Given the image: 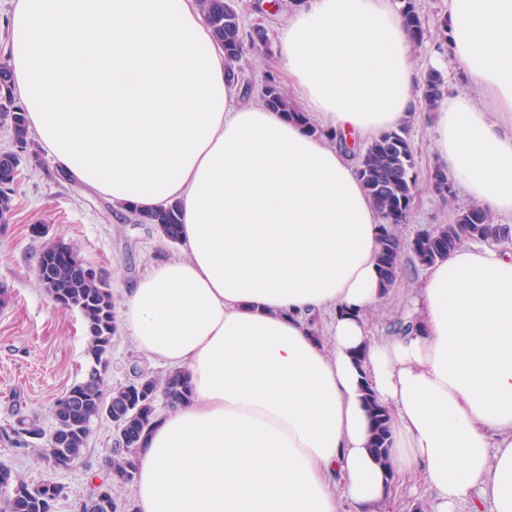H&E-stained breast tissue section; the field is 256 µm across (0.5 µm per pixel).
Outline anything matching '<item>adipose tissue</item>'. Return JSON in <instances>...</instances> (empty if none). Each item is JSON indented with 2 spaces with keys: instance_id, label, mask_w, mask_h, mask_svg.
<instances>
[{
  "instance_id": "1",
  "label": "adipose tissue",
  "mask_w": 512,
  "mask_h": 512,
  "mask_svg": "<svg viewBox=\"0 0 512 512\" xmlns=\"http://www.w3.org/2000/svg\"><path fill=\"white\" fill-rule=\"evenodd\" d=\"M475 94L433 114L437 159L512 218V0H447ZM9 69L36 141L117 207L182 206L184 257L123 290L135 346L188 401L138 450L136 512H383L419 474L433 512H512V252L428 267L407 332L371 336L381 220L347 144L417 110L396 0H302L275 60L306 122L245 102L196 0H14ZM324 136L312 134V127ZM392 412L391 471L367 399Z\"/></svg>"
}]
</instances>
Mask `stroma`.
<instances>
[{
    "instance_id": "obj_1",
    "label": "stroma",
    "mask_w": 512,
    "mask_h": 512,
    "mask_svg": "<svg viewBox=\"0 0 512 512\" xmlns=\"http://www.w3.org/2000/svg\"><path fill=\"white\" fill-rule=\"evenodd\" d=\"M419 4L432 36L416 51L417 68L423 74L432 69L444 74L448 91H471V79L453 62L448 40L438 34L447 0H419ZM430 126L431 114L423 109L407 125L416 155L417 183L407 221L396 227L404 239L452 223L456 213L469 205L460 193L442 201L433 188L431 175L439 162ZM57 239L72 247L86 265L108 272L116 305L128 283L156 262L184 254L181 244L159 237L151 225L135 223L133 216L106 197L60 177L54 159L45 152L27 158L14 183L11 220L0 224V282L9 288L8 302L0 305V430L10 429L22 417L51 430L53 403L87 370V337L79 311L56 305L36 274L39 253ZM402 265L397 289L370 315L376 335L391 334L394 325L404 320L424 272L408 252L402 256ZM137 368L156 376L166 373L165 366L138 351L125 332L116 331L108 354L106 386L126 383ZM113 438L111 423L97 421L82 458L67 468L47 462L32 448L0 441V465L28 484L59 485L62 493L53 512H80L97 482L106 478Z\"/></svg>"
}]
</instances>
